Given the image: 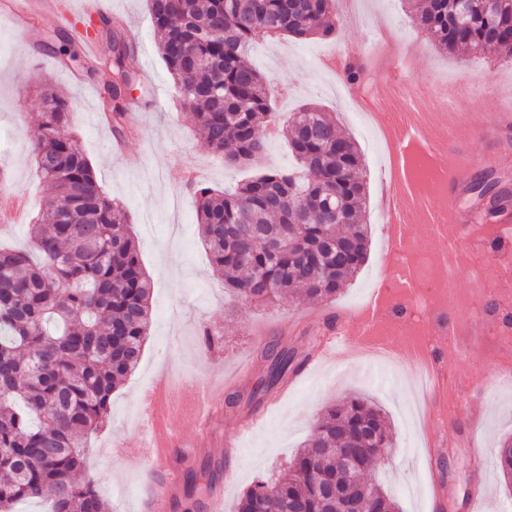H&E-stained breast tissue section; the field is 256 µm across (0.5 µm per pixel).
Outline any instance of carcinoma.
<instances>
[{
    "label": "carcinoma",
    "mask_w": 512,
    "mask_h": 512,
    "mask_svg": "<svg viewBox=\"0 0 512 512\" xmlns=\"http://www.w3.org/2000/svg\"><path fill=\"white\" fill-rule=\"evenodd\" d=\"M415 23L450 53L491 55L512 47V0H409ZM161 56L179 102L211 151L231 166H249L268 143L269 124L288 138L299 161L269 170L232 192L192 185L197 224L224 285L254 303L329 299L365 263V183L355 142L332 116L307 106L283 119L270 111L265 78L246 55L256 40L338 35L336 0H147ZM123 24L101 15L106 42L102 107L117 134L126 128V88L138 84L135 45ZM43 50L62 64L80 62L78 42L56 31ZM365 63L344 62L348 85L364 80ZM41 133L32 155L46 193L42 221L31 225L39 260L0 246V512L44 498L51 512H110L74 474L85 467L88 439L109 419L116 384L135 372L148 336L152 283L144 272L128 216L99 186L66 126L68 103L44 91ZM486 217L512 196L491 173L468 187ZM266 365L252 397L299 373L307 359L277 341L261 351ZM393 447L382 413L346 396L317 420L303 449L275 479L248 489L237 512H395L364 473ZM512 483V440L494 450Z\"/></svg>",
    "instance_id": "1"
}]
</instances>
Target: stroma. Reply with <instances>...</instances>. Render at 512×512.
Masks as SVG:
<instances>
[{
  "label": "stroma",
  "instance_id": "stroma-1",
  "mask_svg": "<svg viewBox=\"0 0 512 512\" xmlns=\"http://www.w3.org/2000/svg\"><path fill=\"white\" fill-rule=\"evenodd\" d=\"M29 2L0 0V162L7 170L6 178H0V243L28 249V226L43 208L31 148L42 113L41 91L49 85L68 99L69 127L104 192L127 212L141 264L153 283L151 328L141 363L114 390L110 417L90 438L87 467L79 480L93 481L112 512H138L146 469L134 457L149 431L140 396L157 377L177 371L185 378L217 382L209 423L201 427L188 420L173 428L185 455L183 470L206 465L213 478L210 487L192 498L186 496L184 483H176L169 512H206L204 503L216 491L224 496L223 512H235L256 479L287 468L324 409L349 395L371 401L388 421L394 447L366 478L383 486L398 512H469L473 488L483 483L490 490L487 512H504L512 504V484L503 481L490 458L503 440L512 438V377H506L499 362V331L506 314L501 302L512 298V276L485 280L482 291L473 293V279L485 260L463 235L456 240L455 266H433L426 277L416 279L415 292L407 291L402 269L416 264L419 254L437 256L444 244L420 225L400 256L389 254V224L380 207L387 161L358 117L345 111L336 93L340 79L320 61L334 52L353 57L360 46L382 34L390 39L393 53H413L411 75L420 90L452 93L462 85L471 87L467 98L455 101L454 113L435 111L432 124L450 130L449 151L477 159V168L463 169V181H471L476 170L491 169L512 186V52L444 53L410 23L404 0H353L358 21L342 26L334 40L283 36L254 44L249 58L272 89L274 111L316 104L356 142L366 182L369 238L365 264L336 297L258 305L225 288L223 271L213 267L202 244L195 197L184 176L194 174L196 182L221 191L261 171L294 167L285 137L271 139L265 154L249 167L225 166L179 103L145 0H104V7L123 19L127 35L145 51L149 66L148 77L132 94L131 130L115 138L101 107L102 76L76 74L52 55H38V46L60 24L51 17L21 19ZM488 100L495 104L496 116L486 113ZM382 284L388 287L390 305L422 301L421 311L404 315L415 336L429 329L437 315L429 304L434 296L453 294L456 303L471 309L470 322L459 325L456 335L458 373L468 375L478 362L487 368L477 388L449 389L446 401L451 407L469 408L473 422L424 431L403 412L415 397L406 386L411 368L384 369L370 359L353 360L348 342L335 358L303 376L276 406L264 400L249 403L252 389L265 375V365L255 354V331L268 329L282 344L306 352L320 334L317 315L361 314ZM205 329L213 335L212 344L202 340ZM229 390L242 396L231 409L224 406ZM254 416L260 417V426L243 433V422ZM479 453L489 460L483 471L475 468Z\"/></svg>",
  "mask_w": 512,
  "mask_h": 512
}]
</instances>
